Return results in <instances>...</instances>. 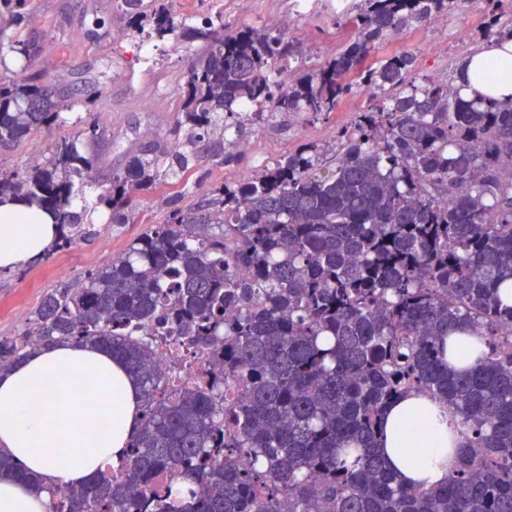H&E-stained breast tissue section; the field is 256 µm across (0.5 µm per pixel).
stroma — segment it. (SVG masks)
Returning <instances> with one entry per match:
<instances>
[{
	"label": "stroma",
	"mask_w": 512,
	"mask_h": 512,
	"mask_svg": "<svg viewBox=\"0 0 512 512\" xmlns=\"http://www.w3.org/2000/svg\"><path fill=\"white\" fill-rule=\"evenodd\" d=\"M209 2L204 8L199 0H166L178 20L203 17L210 7L223 10L224 24L232 31L264 25L270 13L292 12L293 8L291 0ZM32 13L27 31L44 43L35 66L44 73L45 83L65 86L77 98L93 99L100 113L103 134L93 149L102 173L122 169L145 142L167 139L169 122L175 119L179 106L177 78L191 62L197 42L157 41L152 57H145L143 36L126 34L113 0H33ZM345 14V8L332 7L329 0H309L305 11L293 14L288 34L301 45L300 65L316 68L346 43L351 29L342 23ZM488 20L484 0H462L449 15L446 30L426 26L405 33L375 49L370 59L375 62L392 51L410 50L416 55V78L445 80L452 77L464 57L484 45ZM366 105L367 94L359 90L328 119L308 123L293 117L284 126L259 130L240 161L218 165L209 156H202L199 172L204 181L190 186L182 206L206 198L208 186L243 180L258 159L275 158L304 141L331 143L336 129L350 124ZM84 113V108H75L68 113L66 123L33 131L18 146L0 149V170L25 173L33 160L50 156L57 141L76 134L75 120ZM169 210L162 192H142L135 198L126 223L102 227L95 238L77 241L48 260L0 271V337L25 332L48 291L86 279L110 263L150 227L165 223Z\"/></svg>",
	"instance_id": "35a3bbf8"
}]
</instances>
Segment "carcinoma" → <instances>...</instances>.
<instances>
[{
  "mask_svg": "<svg viewBox=\"0 0 512 512\" xmlns=\"http://www.w3.org/2000/svg\"><path fill=\"white\" fill-rule=\"evenodd\" d=\"M487 37L512 38V0ZM132 29L189 37L172 141L153 140L110 175L93 209L75 184L95 179L99 126L56 143L23 176L0 172V204L52 212V250L97 234V210L124 224L133 198L188 183L200 153L223 165L257 126L328 117L354 87L369 105L330 148L304 142L246 181L210 189L112 263L48 292L35 327L0 338V368L59 341L112 349L142 391V424L112 472L49 490L51 512H512V104L465 85L416 82L415 56L367 59L379 44L458 0H356L355 36L316 69L285 33L176 21L163 0H115ZM32 0H0V51L24 59L0 76V147L67 120L74 96L41 84ZM216 226L220 232L211 231ZM218 367L206 386L170 387L154 363L157 325ZM465 324L484 350L444 337ZM410 390L448 403L462 451L436 489L394 481L377 447L386 406Z\"/></svg>",
  "mask_w": 512,
  "mask_h": 512,
  "instance_id": "cac0c4a2",
  "label": "carcinoma"
}]
</instances>
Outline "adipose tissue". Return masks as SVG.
I'll return each mask as SVG.
<instances>
[{"label":"adipose tissue","instance_id":"ef3b65f1","mask_svg":"<svg viewBox=\"0 0 512 512\" xmlns=\"http://www.w3.org/2000/svg\"><path fill=\"white\" fill-rule=\"evenodd\" d=\"M512 40L492 41L468 55L459 74L469 95L512 100ZM60 227L51 214L12 202L0 205V269L40 256ZM425 418L418 436L407 424ZM142 420L139 383L122 361L93 343L66 341L0 372V452L23 478H0V512H49L50 489L85 485L118 464ZM446 403L411 391L386 408L378 434L386 463L406 487H439L461 440L449 426Z\"/></svg>","mask_w":512,"mask_h":512}]
</instances>
